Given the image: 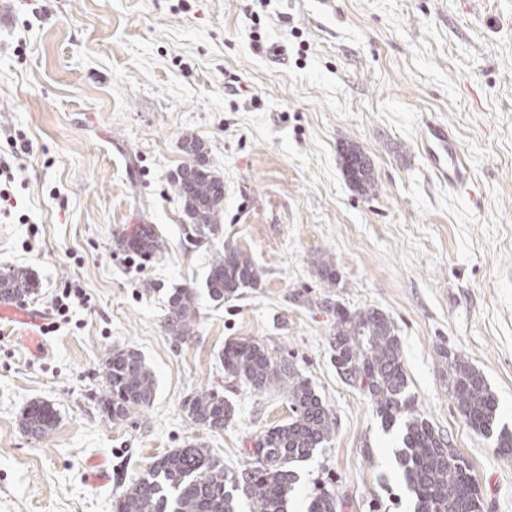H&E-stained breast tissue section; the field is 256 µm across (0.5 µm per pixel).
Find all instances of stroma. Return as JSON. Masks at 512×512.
Listing matches in <instances>:
<instances>
[{
	"label": "stroma",
	"mask_w": 512,
	"mask_h": 512,
	"mask_svg": "<svg viewBox=\"0 0 512 512\" xmlns=\"http://www.w3.org/2000/svg\"><path fill=\"white\" fill-rule=\"evenodd\" d=\"M428 121L456 132L469 192L431 175ZM187 137L224 179L218 232L197 248L173 191ZM352 146L372 194L346 173ZM4 164L0 267L36 277L25 304L55 329L33 350L0 321V512H112L155 458L195 441L243 469L291 413L282 394L226 388L220 358L242 338L287 356L335 421L329 448L294 468L291 512L317 483L336 512H414L401 426L385 427L333 364L338 305L393 320L416 411L469 461L483 512H512V455L466 424L446 359L485 374L512 430V0H0ZM142 224L161 254L127 249ZM227 244L261 281L218 303L205 280ZM75 288L85 299L59 315L57 295ZM176 288L201 294L181 344L165 329ZM125 347L143 355L156 396L115 422L98 406L101 364ZM211 387L234 406L215 433L183 411ZM35 400L58 413L40 441L18 427ZM101 467L108 481L94 480Z\"/></svg>",
	"instance_id": "obj_1"
}]
</instances>
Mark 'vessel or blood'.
Wrapping results in <instances>:
<instances>
[{"instance_id": "b4317fda", "label": "vessel or blood", "mask_w": 512, "mask_h": 512, "mask_svg": "<svg viewBox=\"0 0 512 512\" xmlns=\"http://www.w3.org/2000/svg\"><path fill=\"white\" fill-rule=\"evenodd\" d=\"M421 149L432 174L446 182L449 189L465 192L470 188L471 173L464 162L459 143L448 125L429 121L423 129Z\"/></svg>"}]
</instances>
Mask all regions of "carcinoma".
Masks as SVG:
<instances>
[{"label": "carcinoma", "instance_id": "obj_1", "mask_svg": "<svg viewBox=\"0 0 512 512\" xmlns=\"http://www.w3.org/2000/svg\"><path fill=\"white\" fill-rule=\"evenodd\" d=\"M193 157L174 181L187 223L182 235L202 244L218 230V214L224 204V180L200 164L203 146L185 143ZM344 163L351 181L366 193L372 185L370 165L358 150H350ZM138 253L157 254L164 240L150 224H142L128 240ZM260 271L251 257L233 246L213 254L205 288L211 300L222 302L241 288H255ZM37 288L31 273L22 268L0 269V299L21 300ZM199 317V295L194 288H176L169 296L166 328L177 341L186 340ZM336 370L345 381L365 392L384 420L392 426L404 420L403 448L399 464L416 498L417 512H482L478 489L469 461L424 417L414 412L407 394L401 345L393 321L377 309L351 313L336 307V330L331 337ZM448 394L466 423L503 455L512 454V432L499 425L497 400L484 373L460 356L447 355ZM224 375L253 391H278L285 395L291 418L265 431L252 459L237 474L201 443L176 448L156 458L114 504L115 512H235V493L251 502V512H286V500L297 476L291 470L319 448L327 447L334 434L329 409L288 359L269 351L253 339L224 347ZM107 392L101 407L114 421L150 407L156 393L153 372L133 348L114 349L102 366ZM188 419L206 431H220L234 415L233 404L215 389L187 397L183 404ZM57 413L46 402H33L23 412L19 427L35 439L54 429ZM307 512H336V496L317 485Z\"/></svg>", "mask_w": 512, "mask_h": 512}]
</instances>
